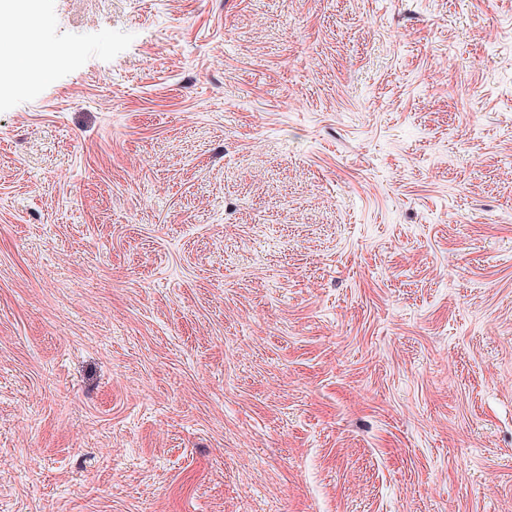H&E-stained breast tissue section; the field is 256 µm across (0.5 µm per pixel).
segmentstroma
I'll list each match as a JSON object with an SVG mask.
<instances>
[{
	"label": "stroma",
	"mask_w": 512,
	"mask_h": 512,
	"mask_svg": "<svg viewBox=\"0 0 512 512\" xmlns=\"http://www.w3.org/2000/svg\"><path fill=\"white\" fill-rule=\"evenodd\" d=\"M4 23L0 512H512V0ZM12 43L11 31L8 27H0V89L14 87L19 78L33 72L39 64L46 49L37 43H32L23 50L12 53H2V44Z\"/></svg>",
	"instance_id": "stroma-1"
}]
</instances>
